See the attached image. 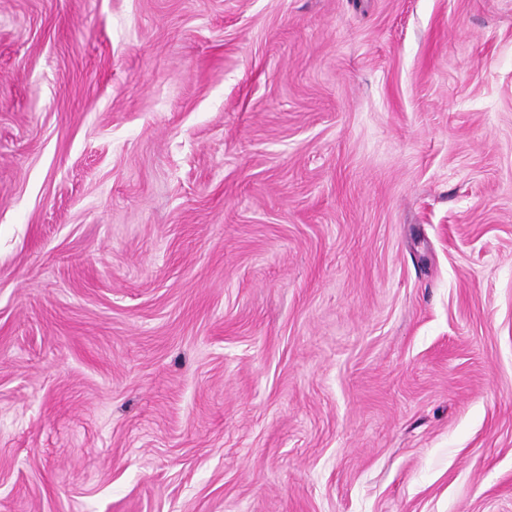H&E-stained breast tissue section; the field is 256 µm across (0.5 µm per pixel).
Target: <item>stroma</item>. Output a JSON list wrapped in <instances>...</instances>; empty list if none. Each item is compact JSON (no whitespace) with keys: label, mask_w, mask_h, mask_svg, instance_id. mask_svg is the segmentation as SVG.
Instances as JSON below:
<instances>
[{"label":"stroma","mask_w":512,"mask_h":512,"mask_svg":"<svg viewBox=\"0 0 512 512\" xmlns=\"http://www.w3.org/2000/svg\"><path fill=\"white\" fill-rule=\"evenodd\" d=\"M0 512H512V0H0Z\"/></svg>","instance_id":"obj_1"}]
</instances>
